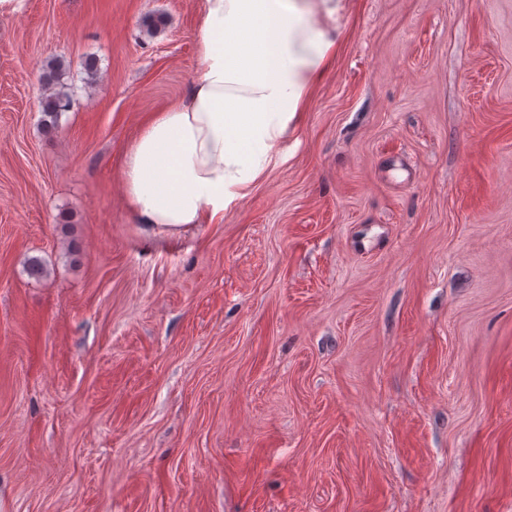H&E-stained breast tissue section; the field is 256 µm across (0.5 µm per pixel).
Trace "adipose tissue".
I'll return each instance as SVG.
<instances>
[{
    "instance_id": "obj_1",
    "label": "adipose tissue",
    "mask_w": 512,
    "mask_h": 512,
    "mask_svg": "<svg viewBox=\"0 0 512 512\" xmlns=\"http://www.w3.org/2000/svg\"><path fill=\"white\" fill-rule=\"evenodd\" d=\"M338 0H199L186 95L131 145L127 202L155 233L216 224L275 162L330 64Z\"/></svg>"
}]
</instances>
